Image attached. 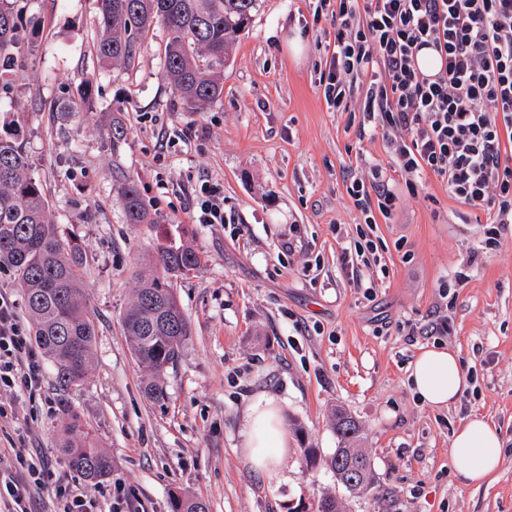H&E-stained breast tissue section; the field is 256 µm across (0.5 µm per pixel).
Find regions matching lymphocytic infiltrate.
<instances>
[{
  "instance_id": "obj_1",
  "label": "lymphocytic infiltrate",
  "mask_w": 512,
  "mask_h": 512,
  "mask_svg": "<svg viewBox=\"0 0 512 512\" xmlns=\"http://www.w3.org/2000/svg\"><path fill=\"white\" fill-rule=\"evenodd\" d=\"M333 42L318 78L327 105L380 129L401 171L434 176L457 203L512 223V0H319ZM443 62L423 74L420 50ZM364 87L355 95V87ZM347 194L365 223L390 217L397 196L385 172L352 176ZM193 223L224 221V188L203 181L189 199ZM42 372L13 301L0 294V386L35 394ZM18 475L0 458V512H28L31 486L51 488L59 512H123L97 495L51 480L37 457Z\"/></svg>"
}]
</instances>
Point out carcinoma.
<instances>
[{"label":"carcinoma","mask_w":512,"mask_h":512,"mask_svg":"<svg viewBox=\"0 0 512 512\" xmlns=\"http://www.w3.org/2000/svg\"><path fill=\"white\" fill-rule=\"evenodd\" d=\"M259 0H99L97 25L101 35L93 51L102 65L129 64L138 40L153 26L168 35L163 73L184 108L197 112L220 98L222 76L233 37L246 28ZM20 0H0V89L5 72L29 51L25 30L18 25ZM92 95L84 83L78 98L58 102L60 111L79 112ZM121 202L130 224H155L134 179L125 183ZM88 261L75 236H61L48 217V201L41 182L31 173L23 127L16 123L0 134V265L10 267L23 288L28 316L40 348L52 360L56 384L62 391L83 383L90 371L98 336L79 269ZM155 274L140 277L133 303L123 315L131 351L151 372L145 393L155 402L166 399L161 375L177 364L192 327L175 295L174 281L199 264L189 246L158 244ZM60 448L69 466L90 482L98 483L112 470V459L101 451L80 417L60 405ZM338 448L330 466L338 471L339 457L354 448L360 427L345 412L334 416ZM173 512H207L205 504L190 497H175Z\"/></svg>","instance_id":"carcinoma-1"}]
</instances>
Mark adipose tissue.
<instances>
[{"label":"adipose tissue","instance_id":"1","mask_svg":"<svg viewBox=\"0 0 512 512\" xmlns=\"http://www.w3.org/2000/svg\"><path fill=\"white\" fill-rule=\"evenodd\" d=\"M408 378L421 402L434 409L456 402L468 385L457 353L444 345L421 349L409 366ZM243 435V449L251 464L275 474L288 442L281 410L272 399L261 398L252 404ZM450 452L461 463L464 480L477 485L492 481L503 459L500 430L485 418L472 417L455 432Z\"/></svg>","mask_w":512,"mask_h":512}]
</instances>
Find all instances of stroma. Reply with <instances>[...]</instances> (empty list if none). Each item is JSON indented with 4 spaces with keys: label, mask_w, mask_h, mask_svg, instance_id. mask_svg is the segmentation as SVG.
Here are the masks:
<instances>
[{
    "label": "stroma",
    "mask_w": 512,
    "mask_h": 512,
    "mask_svg": "<svg viewBox=\"0 0 512 512\" xmlns=\"http://www.w3.org/2000/svg\"><path fill=\"white\" fill-rule=\"evenodd\" d=\"M316 7L259 0L233 43L223 95L187 112L163 76L162 26L139 42L134 63L102 70L92 53L97 0H27L21 24L33 51L6 77L0 124L24 118L50 218L88 255L80 274L98 337L84 383L60 391L43 355L39 393L0 390V406L17 411L0 424V452L23 449L85 485L58 447L64 402L111 456L104 484L125 512H171L181 495L208 512H317L328 495L346 512H512V224H488L432 176L408 190L382 134L357 138L361 112L328 107L317 78L329 23L315 21ZM85 80L91 110L50 111ZM116 120L125 130L117 148ZM377 167L399 200L368 225L343 176ZM129 178L156 223H127ZM203 179L224 187L223 223L191 220L188 197ZM369 240L374 254L347 273L344 255ZM160 242L191 245L200 263L175 282L193 335L155 402L122 317ZM432 322L446 331L427 332ZM432 344L458 350L468 375L443 410L422 405L407 380ZM261 394L285 406L288 455L276 480L241 448ZM338 409L359 422L375 476L360 497L328 466ZM476 415L504 440L494 481L478 487L450 455L454 431Z\"/></svg>",
    "instance_id": "stroma-1"
}]
</instances>
